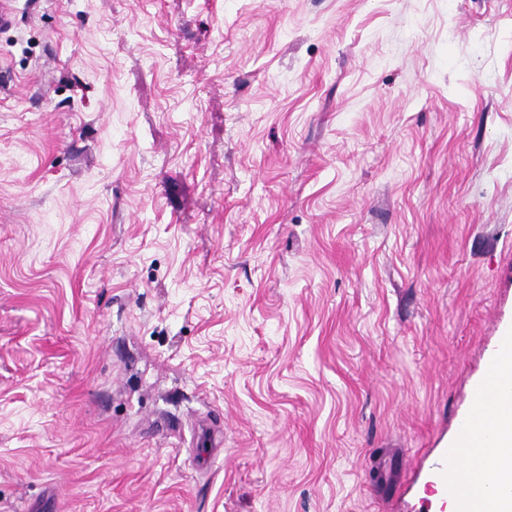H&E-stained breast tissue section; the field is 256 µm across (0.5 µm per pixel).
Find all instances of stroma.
<instances>
[{
	"label": "stroma",
	"instance_id": "1",
	"mask_svg": "<svg viewBox=\"0 0 512 512\" xmlns=\"http://www.w3.org/2000/svg\"><path fill=\"white\" fill-rule=\"evenodd\" d=\"M15 7L0 512H443L512 328V0Z\"/></svg>",
	"mask_w": 512,
	"mask_h": 512
}]
</instances>
